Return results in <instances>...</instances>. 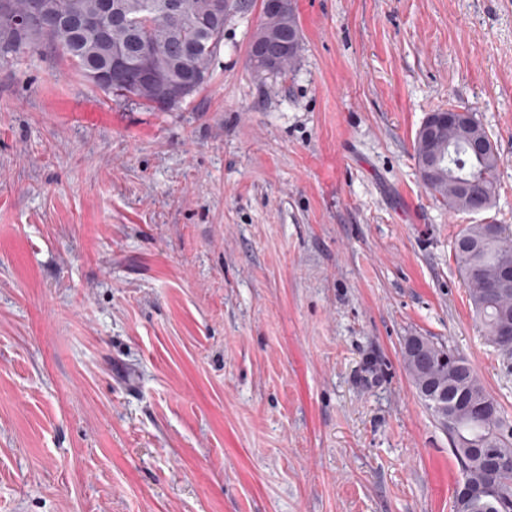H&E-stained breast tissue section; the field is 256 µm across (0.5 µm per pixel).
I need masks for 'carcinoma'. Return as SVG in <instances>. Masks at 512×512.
<instances>
[{
    "label": "carcinoma",
    "mask_w": 512,
    "mask_h": 512,
    "mask_svg": "<svg viewBox=\"0 0 512 512\" xmlns=\"http://www.w3.org/2000/svg\"><path fill=\"white\" fill-rule=\"evenodd\" d=\"M43 2L40 27L26 17ZM214 0H0V63L51 48L66 56L87 82L108 95L134 97L153 108H170L172 86L187 76L204 84L224 40V30L211 25ZM153 53L159 82L144 92L123 79L109 85L92 74L109 66L116 49ZM414 153L418 167L435 172L425 186L450 212L475 207L484 211L496 195L500 156L481 122L471 112L454 114L444 138L432 142L417 132ZM455 258L464 272L469 298L487 340L512 354V286L497 287L507 261H512V233L500 224H470L458 236ZM430 372L449 380L448 408L454 420L446 428L461 477L483 480L500 495L476 496L465 512H512V433L505 428L500 404L486 391L470 363L447 346L423 338ZM490 401L493 408L478 414L473 406Z\"/></svg>",
    "instance_id": "1"
}]
</instances>
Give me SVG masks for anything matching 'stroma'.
Wrapping results in <instances>:
<instances>
[{
    "label": "stroma",
    "mask_w": 512,
    "mask_h": 512,
    "mask_svg": "<svg viewBox=\"0 0 512 512\" xmlns=\"http://www.w3.org/2000/svg\"><path fill=\"white\" fill-rule=\"evenodd\" d=\"M261 3L166 110L0 65V512H453L411 336L512 421L454 258L512 228V0H295L298 60L259 76ZM448 108L497 147L489 210L421 181Z\"/></svg>",
    "instance_id": "stroma-1"
}]
</instances>
